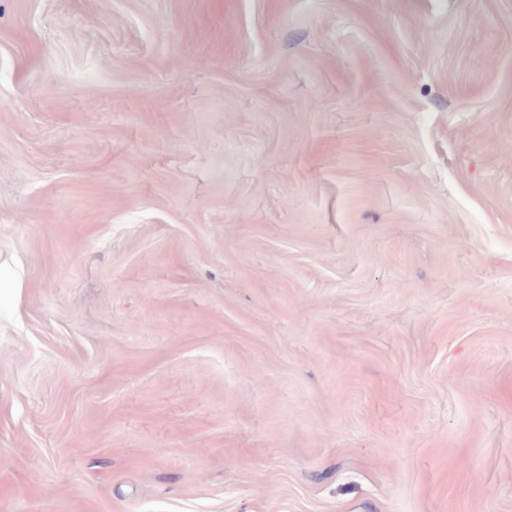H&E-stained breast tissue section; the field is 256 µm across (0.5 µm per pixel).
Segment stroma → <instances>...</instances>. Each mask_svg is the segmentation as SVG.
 I'll return each mask as SVG.
<instances>
[{
    "mask_svg": "<svg viewBox=\"0 0 512 512\" xmlns=\"http://www.w3.org/2000/svg\"><path fill=\"white\" fill-rule=\"evenodd\" d=\"M0 512H512V0H0Z\"/></svg>",
    "mask_w": 512,
    "mask_h": 512,
    "instance_id": "35a3bbf8",
    "label": "stroma"
}]
</instances>
